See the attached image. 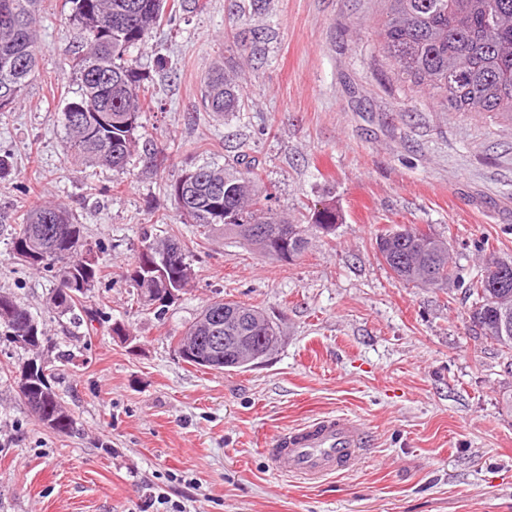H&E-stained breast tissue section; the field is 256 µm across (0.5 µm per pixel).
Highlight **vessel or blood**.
Instances as JSON below:
<instances>
[{"label":"vessel or blood","instance_id":"1","mask_svg":"<svg viewBox=\"0 0 512 512\" xmlns=\"http://www.w3.org/2000/svg\"><path fill=\"white\" fill-rule=\"evenodd\" d=\"M365 439L358 421L327 415L279 433L267 455L276 471L316 480L354 464Z\"/></svg>","mask_w":512,"mask_h":512}]
</instances>
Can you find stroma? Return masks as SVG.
Masks as SVG:
<instances>
[{
	"label": "stroma",
	"mask_w": 512,
	"mask_h": 512,
	"mask_svg": "<svg viewBox=\"0 0 512 512\" xmlns=\"http://www.w3.org/2000/svg\"><path fill=\"white\" fill-rule=\"evenodd\" d=\"M240 0H178L130 61L154 99L144 132L159 169L72 162L61 109L81 43L65 0H45L39 66L0 112V292L43 325L51 383L70 435L32 416L13 371L26 352L0 335V512H141L166 493L189 512H512V389L506 352L468 327L460 288L394 278L375 238L411 225L447 238L463 277L477 244L512 260V121L444 112L395 81L378 51L381 0H267L244 24ZM260 41L227 49V33ZM245 64L242 112L201 101L216 60ZM247 152L289 216L335 206L334 233L290 263L183 224L169 185L184 170ZM51 199L84 226L102 280L82 323L49 302L54 281L10 249L19 213ZM186 240L195 275L157 311L125 272L144 234ZM221 297L281 318L279 351L248 369H198L175 339ZM123 323L126 335L113 334ZM347 415L368 430L359 464L316 481L273 470L281 431Z\"/></svg>",
	"instance_id": "obj_1"
}]
</instances>
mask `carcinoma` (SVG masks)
<instances>
[{
  "mask_svg": "<svg viewBox=\"0 0 512 512\" xmlns=\"http://www.w3.org/2000/svg\"><path fill=\"white\" fill-rule=\"evenodd\" d=\"M46 0H0V99L10 105L24 96L37 67L38 22ZM83 50L68 59L78 82V98L62 109L70 157L77 163L122 170L143 153L158 166L160 150L145 142L139 148L140 118L148 107L146 77L129 64L130 51L142 45L159 24L167 0H68ZM385 17L376 30L378 44L391 72L409 89L428 93L454 112H505L512 117V0H384ZM243 71L216 62L204 86L203 104L217 114L238 112ZM171 195L185 223L200 235H234L277 261L283 256L272 244L247 238L246 224H270L280 236L288 230V260L308 248L309 236L336 227V208L325 206L291 221L273 205L263 188L262 173L247 153L234 166L203 165L188 170L170 184ZM404 242L396 233L377 237L381 262L398 279L430 286H465L471 300L468 316L481 317L485 339L512 350V288H490L486 271L462 281L452 266L448 243L432 232L409 226ZM14 252L24 248L39 255L30 266L53 274L50 300L58 312L78 324L84 300L101 280L96 255L88 247L84 226L65 207L39 204L23 217L11 238ZM194 273L187 245L177 237L145 238L126 280L136 288L137 301L149 309L166 307L168 293L185 290ZM270 326L264 348L279 349L282 328L261 309L236 301L224 302ZM36 318L9 293L0 292V334L18 343L19 332ZM27 404L39 400L36 420L71 433L74 419L52 386L24 395Z\"/></svg>",
  "mask_w": 512,
  "mask_h": 512,
  "instance_id": "cac0c4a2",
  "label": "carcinoma"
}]
</instances>
